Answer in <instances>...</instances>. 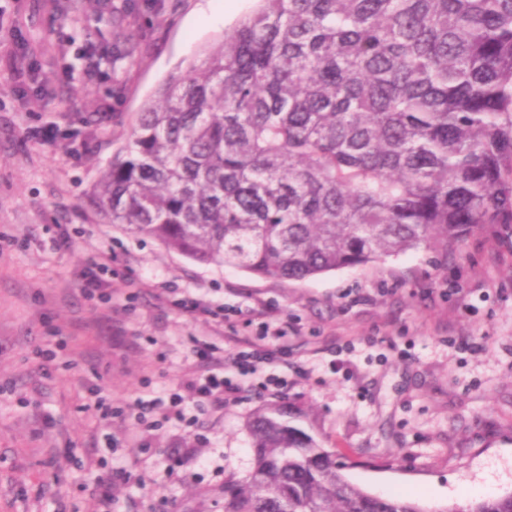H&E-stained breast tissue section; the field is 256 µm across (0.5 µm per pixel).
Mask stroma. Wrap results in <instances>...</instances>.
I'll list each match as a JSON object with an SVG mask.
<instances>
[{"label": "stroma", "mask_w": 512, "mask_h": 512, "mask_svg": "<svg viewBox=\"0 0 512 512\" xmlns=\"http://www.w3.org/2000/svg\"><path fill=\"white\" fill-rule=\"evenodd\" d=\"M224 3L10 0L0 17L23 35L18 64L0 52V512H95L85 462L107 433L117 512H224L225 480L253 465L251 418L278 405L300 411L373 495L442 512L485 487L512 494V244L473 234L288 282L195 263L82 210L141 104L256 7L236 0L225 23L206 25L202 8ZM106 250L108 303L79 287ZM189 292L231 308L229 320L183 313ZM266 322L287 332V387L265 388L262 370L224 407H190L191 426L136 423L138 397L183 392L193 339L229 354ZM53 336L65 347L47 375L35 353ZM95 381L110 418L87 408ZM175 448L199 457L171 467Z\"/></svg>", "instance_id": "obj_1"}]
</instances>
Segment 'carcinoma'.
Instances as JSON below:
<instances>
[{"mask_svg":"<svg viewBox=\"0 0 512 512\" xmlns=\"http://www.w3.org/2000/svg\"><path fill=\"white\" fill-rule=\"evenodd\" d=\"M83 209L285 281L512 237V0H257L141 105ZM294 419L255 414L224 512H423L345 480Z\"/></svg>","mask_w":512,"mask_h":512,"instance_id":"carcinoma-1","label":"carcinoma"}]
</instances>
